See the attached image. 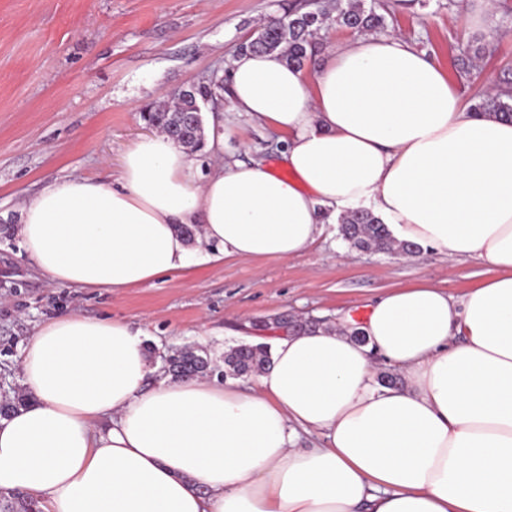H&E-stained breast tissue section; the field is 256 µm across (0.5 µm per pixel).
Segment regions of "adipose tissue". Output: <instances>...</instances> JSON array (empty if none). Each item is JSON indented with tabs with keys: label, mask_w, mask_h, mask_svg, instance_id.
I'll use <instances>...</instances> for the list:
<instances>
[{
	"label": "adipose tissue",
	"mask_w": 512,
	"mask_h": 512,
	"mask_svg": "<svg viewBox=\"0 0 512 512\" xmlns=\"http://www.w3.org/2000/svg\"><path fill=\"white\" fill-rule=\"evenodd\" d=\"M228 67L230 109L281 134L290 178L225 158L215 108L208 172L157 134L117 178L27 197L14 233L41 275L114 292L200 258L285 260L358 209L494 275L459 300L427 280L388 289L364 345L347 314L282 331L246 389L172 379L127 320L50 317L21 348L32 400L0 418V491L42 512H512V121L463 106L395 35L333 45L309 74L272 53Z\"/></svg>",
	"instance_id": "ef3b65f1"
}]
</instances>
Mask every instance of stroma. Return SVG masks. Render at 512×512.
<instances>
[{
	"label": "stroma",
	"instance_id": "stroma-1",
	"mask_svg": "<svg viewBox=\"0 0 512 512\" xmlns=\"http://www.w3.org/2000/svg\"><path fill=\"white\" fill-rule=\"evenodd\" d=\"M305 0H0V378L20 386L21 344L44 319L73 311L121 317L148 334L153 362L185 348L221 360L258 320L287 314L335 323L389 288L433 281L462 297L491 273L479 259L435 250L406 261L351 248L326 225L306 253L286 260H237L172 273L151 286L105 293L61 288L25 259L12 228L20 205L48 182L73 174H118L124 153L150 135L142 113L192 85L228 74L239 45L270 17ZM467 13L448 0L398 8L387 31L433 56L462 94L478 102L512 68V16L492 30L464 27ZM486 41L493 54L456 66L463 47ZM276 131L224 115V151L266 160L276 174ZM205 340H198V332Z\"/></svg>",
	"mask_w": 512,
	"mask_h": 512
}]
</instances>
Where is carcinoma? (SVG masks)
Masks as SVG:
<instances>
[{"instance_id":"obj_1","label":"carcinoma","mask_w":512,"mask_h":512,"mask_svg":"<svg viewBox=\"0 0 512 512\" xmlns=\"http://www.w3.org/2000/svg\"><path fill=\"white\" fill-rule=\"evenodd\" d=\"M388 4L365 0H313L306 11L290 10L272 17L256 35L243 42L239 51L276 53L287 63L304 67L317 53V35L325 29L338 27L355 34L381 31L387 25ZM223 83L214 80L206 86L189 90V98L142 113L150 126L171 135L181 145L197 148L203 144L204 128L192 123L188 111L194 104H208L218 99ZM473 110L512 119V79L505 78L496 92L475 104ZM341 234L353 247L389 253L398 250L416 252L417 247L394 239L387 226L370 212L356 210L341 219ZM270 363V347L266 344L241 343L224 351V376L243 377L261 372ZM175 379L201 378L215 371L214 360L203 348L173 353L163 367ZM0 512H39L37 502L20 493L0 494Z\"/></svg>"}]
</instances>
